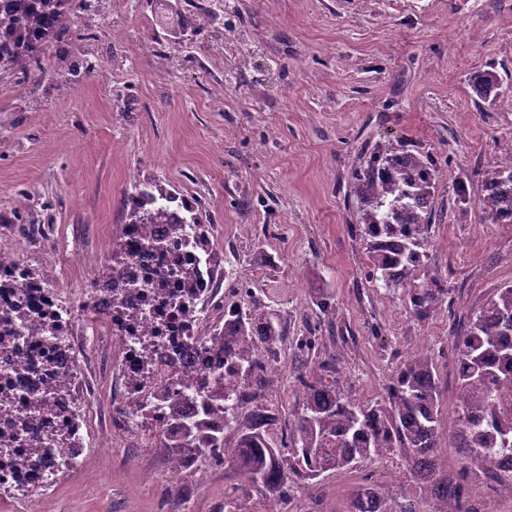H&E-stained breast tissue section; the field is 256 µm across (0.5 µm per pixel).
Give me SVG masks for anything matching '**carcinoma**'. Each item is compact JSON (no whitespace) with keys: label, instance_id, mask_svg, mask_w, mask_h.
Instances as JSON below:
<instances>
[{"label":"carcinoma","instance_id":"cac0c4a2","mask_svg":"<svg viewBox=\"0 0 512 512\" xmlns=\"http://www.w3.org/2000/svg\"><path fill=\"white\" fill-rule=\"evenodd\" d=\"M92 7L91 0H0V76L7 73L26 80L44 71L41 58L50 48L66 54L65 36L72 29L76 8ZM222 4L194 3V10L180 16L181 25L197 34L209 31ZM474 92L492 106L512 101V86L503 85L493 70L471 77ZM440 171L427 154L415 153L400 142L376 144L365 165L349 179V196L356 202L357 236L368 260L367 278L387 289H401L409 297L412 313L429 314L448 290L437 279L421 280L426 247L436 221L433 207ZM183 210L174 219L169 204ZM484 224H512V157L488 173L477 202ZM130 224H170L171 239L147 237L143 252L171 251L183 226L203 227V213L172 185L147 180L134 186L125 203ZM188 272L174 260L167 270L147 280L155 293L167 290L168 276ZM112 303L93 312L108 314L111 321H131L140 309L129 296L114 292L112 270L102 273ZM28 320L20 308L0 310V347L9 345L7 327ZM214 335L224 337V357L231 361L237 380L221 391L201 397L208 416L224 419V428L238 424L235 444L209 448L218 428L181 424L184 441L202 443L198 453L210 465H224L240 474L249 486L260 489L267 501L284 502L295 485L310 483L328 471L349 470L391 455L403 457L405 478L417 484L420 501L406 500L389 489L366 484L355 490L350 512H470V492L465 485L470 466L491 464L496 449L512 450V285H502L481 311L468 321L463 333L453 336L460 386L457 447L467 449V465L458 471L443 468L440 430L441 403L438 377L430 355L413 354L391 378L384 396L375 402L360 401L347 391L340 375L302 381L303 410L291 425L286 466L283 449L271 442L263 429L267 410L255 404L245 422H238L241 403L255 399L246 387L259 365L263 348L255 336L275 339L285 328L275 313L252 300L240 307L224 305V327Z\"/></svg>","mask_w":512,"mask_h":512}]
</instances>
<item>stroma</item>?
Instances as JSON below:
<instances>
[{"mask_svg": "<svg viewBox=\"0 0 512 512\" xmlns=\"http://www.w3.org/2000/svg\"><path fill=\"white\" fill-rule=\"evenodd\" d=\"M235 12L208 35L175 41L180 0H99L69 33L73 57L48 56L44 74L0 77V215L25 206L22 253L48 271L64 305L111 262L135 182L162 179L202 201L217 256L230 259L223 291L249 285L287 327L285 368L261 392L283 423L302 407L299 373L332 364L352 394L380 398L391 375L418 351L437 374L448 341L496 288L512 281V224L460 212L448 187L478 199L487 172L512 157V111L480 101L471 75L512 77V0H228ZM401 141L431 155L442 172L422 278L449 293L423 318L406 295L373 287L351 234L352 168L361 152ZM106 319L77 314L73 336L89 341L82 367L91 423L84 443L107 442L49 491L32 512H225L246 496L269 505L236 471L212 465L168 481L169 455L143 426V448L111 447L109 415L123 384ZM316 347L300 359L295 339ZM400 456L324 473L298 486L285 512H347L357 486L397 474L390 490L418 497Z\"/></svg>", "mask_w": 512, "mask_h": 512, "instance_id": "obj_1", "label": "stroma"}]
</instances>
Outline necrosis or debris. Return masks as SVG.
I'll use <instances>...</instances> for the list:
<instances>
[{
	"label": "necrosis or debris",
	"instance_id": "obj_1",
	"mask_svg": "<svg viewBox=\"0 0 512 512\" xmlns=\"http://www.w3.org/2000/svg\"><path fill=\"white\" fill-rule=\"evenodd\" d=\"M125 263L123 278L142 282L166 270L164 254L145 255L144 237L166 239V224L124 228ZM177 255L182 266L193 274V285L200 297L220 308L224 298L216 289L211 251L201 248L195 238L181 242ZM26 265L19 256L0 250V309L20 307L28 312L34 324L52 318L70 322L72 312L64 307L59 294L45 274L26 276ZM142 315L119 328L112 338L120 351L112 361V371L123 380L126 391L122 406L112 411L113 437L127 436L132 428V412L137 405L152 401L157 392H165L170 400L180 401L187 391L207 394L223 386L230 362L224 357L223 342L213 340L205 330L198 308L189 307L172 314L166 294H150L141 302ZM154 345L152 377L143 374V341ZM25 356L29 369L17 374L13 364L17 356ZM80 365L78 352L66 342L51 344L40 333L16 328L8 349H0V383L8 384L14 406L0 411V430L13 433L18 445L11 460L0 467V490L30 492L44 488L51 476L71 469L73 447L82 443V429L89 413L87 403L74 398L65 385L73 379ZM50 399L49 407L41 409L34 428L22 426V415L32 400ZM47 439L51 450L44 462L32 461L30 452L34 439Z\"/></svg>",
	"mask_w": 512,
	"mask_h": 512
}]
</instances>
